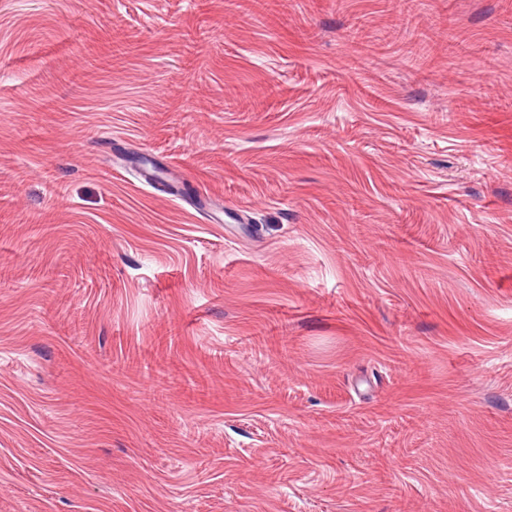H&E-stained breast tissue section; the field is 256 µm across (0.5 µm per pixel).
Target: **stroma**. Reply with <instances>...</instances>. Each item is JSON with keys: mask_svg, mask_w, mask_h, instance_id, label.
I'll use <instances>...</instances> for the list:
<instances>
[{"mask_svg": "<svg viewBox=\"0 0 512 512\" xmlns=\"http://www.w3.org/2000/svg\"><path fill=\"white\" fill-rule=\"evenodd\" d=\"M0 0V512H512V0Z\"/></svg>", "mask_w": 512, "mask_h": 512, "instance_id": "35a3bbf8", "label": "stroma"}]
</instances>
